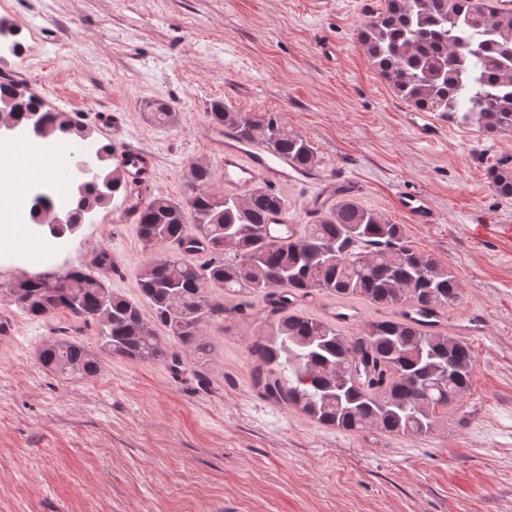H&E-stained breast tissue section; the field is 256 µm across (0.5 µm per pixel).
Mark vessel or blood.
<instances>
[{
    "instance_id": "b4317fda",
    "label": "vessel or blood",
    "mask_w": 512,
    "mask_h": 512,
    "mask_svg": "<svg viewBox=\"0 0 512 512\" xmlns=\"http://www.w3.org/2000/svg\"><path fill=\"white\" fill-rule=\"evenodd\" d=\"M99 123L112 140L121 144L118 163L132 199L125 212V221L136 223L138 206L143 203L156 178L157 159L152 152L128 142L123 113H102ZM207 136L221 157L222 182L226 190L245 193L258 180L275 187L302 186L309 190L306 204L315 216L331 209L339 199L363 192L361 183L350 175L339 173L332 177L322 168L300 166L286 155L270 153L261 142L240 141L232 129L212 127L208 129ZM397 202L414 223L435 224L439 221L424 192L399 193Z\"/></svg>"
}]
</instances>
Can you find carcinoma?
Masks as SVG:
<instances>
[{
    "label": "carcinoma",
    "mask_w": 512,
    "mask_h": 512,
    "mask_svg": "<svg viewBox=\"0 0 512 512\" xmlns=\"http://www.w3.org/2000/svg\"><path fill=\"white\" fill-rule=\"evenodd\" d=\"M357 39L381 80L417 110L476 124L489 134L512 130V11L499 10L490 0H385L358 29ZM206 117L302 166L323 164L313 146L273 114L259 119L216 101ZM6 121L39 128L32 134L37 140L83 143L91 136L84 124L45 108L4 76L0 123ZM95 155L97 180L78 188L71 223L45 224L51 237L76 233L87 214L126 191L112 145L98 147ZM191 177L195 190L189 197L158 194L139 213L144 246L167 249L138 274L152 321H144L137 303L76 268L67 271L71 287L66 289L52 286L53 271L16 281L11 304L36 319L67 311L99 325L102 349L177 369L181 358L170 340L201 360L210 353L206 322L249 315L248 301L227 309L209 301V289L264 296L277 291L283 306L267 316V329L248 347L253 383L262 397L351 433L419 436L433 430L438 411L466 394L473 355L444 332L429 333L397 319L370 321L351 337L335 323L287 311L288 299L321 292L408 306L421 314L453 305L458 280L447 266L412 248L403 225L346 197L301 235L279 242L265 230L269 213L286 206L276 191L257 183L241 197L215 195L204 189L213 178L205 164H194ZM492 187L511 198L512 167L493 171ZM194 242L206 243L208 260L200 266L185 260ZM186 304L197 310L190 320L178 314ZM39 360L68 375L91 377L100 368L96 355L74 339L45 346Z\"/></svg>",
    "instance_id": "obj_1"
}]
</instances>
